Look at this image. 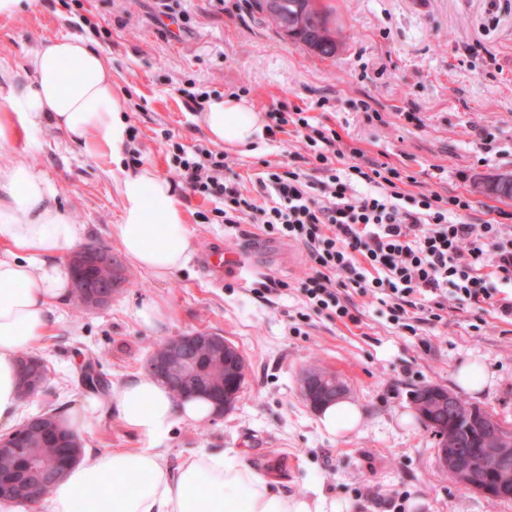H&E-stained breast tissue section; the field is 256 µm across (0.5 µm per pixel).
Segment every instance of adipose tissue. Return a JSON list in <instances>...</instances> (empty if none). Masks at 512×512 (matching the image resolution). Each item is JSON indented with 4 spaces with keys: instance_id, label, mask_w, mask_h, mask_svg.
Here are the masks:
<instances>
[{
    "instance_id": "adipose-tissue-1",
    "label": "adipose tissue",
    "mask_w": 512,
    "mask_h": 512,
    "mask_svg": "<svg viewBox=\"0 0 512 512\" xmlns=\"http://www.w3.org/2000/svg\"><path fill=\"white\" fill-rule=\"evenodd\" d=\"M27 80L10 84L0 103V141L53 124L93 157L121 164L127 125L112 91V71L100 50L80 35L43 41L25 60ZM210 139L251 145L266 120L246 100L214 97L205 104ZM0 425L20 408L17 356L51 330V312L71 295L64 252L80 238L60 210L57 191L34 166L0 164ZM121 221L113 225L121 250L136 268L162 278L184 267L194 250L186 213L172 184L154 168L126 173L119 184ZM203 398L180 400L160 382L132 375L103 393L80 395L63 422L82 430L116 417L144 445L105 449L81 459L59 479L46 512H341L323 497L290 496L232 450L200 451L177 470L164 443L180 423L211 419Z\"/></svg>"
}]
</instances>
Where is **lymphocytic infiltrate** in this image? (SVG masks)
I'll use <instances>...</instances> for the list:
<instances>
[{
    "instance_id": "f902f5d3",
    "label": "lymphocytic infiltrate",
    "mask_w": 512,
    "mask_h": 512,
    "mask_svg": "<svg viewBox=\"0 0 512 512\" xmlns=\"http://www.w3.org/2000/svg\"><path fill=\"white\" fill-rule=\"evenodd\" d=\"M266 117L269 137L288 125L306 128L308 158L325 174L316 183L300 168L267 170L255 198L227 186L225 155L172 143L174 174L189 193L221 202L224 223H251L268 235L302 245L311 272L302 282L304 303L328 319L359 323L355 296L381 295L397 322L443 321L449 299L488 303L512 317V226L488 220L457 224L452 213L471 209L464 195L405 193L409 175L341 146L335 130L292 117L287 103ZM346 169L338 164L344 158ZM368 185V192L356 189Z\"/></svg>"
}]
</instances>
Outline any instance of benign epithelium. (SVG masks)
<instances>
[{
	"label": "benign epithelium",
	"instance_id": "obj_1",
	"mask_svg": "<svg viewBox=\"0 0 512 512\" xmlns=\"http://www.w3.org/2000/svg\"><path fill=\"white\" fill-rule=\"evenodd\" d=\"M70 264L78 268L88 266L112 265V251L109 249L93 247L73 255ZM74 287L82 289L90 299V307L97 309L112 302V295L117 290L114 281H96L78 275L73 277ZM207 348L224 352V361L229 366L242 358V353L233 343L218 333L192 332L172 336L165 341L162 349L153 352L145 362V370L151 372L162 381L171 393L183 398L189 395H201L212 399L216 412L222 414L228 410V401L240 393L239 383L241 374L232 379V382L223 389L213 387L208 376L200 367V352ZM20 385L23 398L36 395L43 386L44 369L42 361L32 358L20 363ZM349 394V387L343 381L331 380L320 375L315 370H307L301 376V395L313 408L342 399ZM414 408L424 421H429L432 414L448 412V417L457 419L462 415L470 417V421L479 425L483 433L484 456L503 467L512 463V441L502 434V428L495 419L480 418L478 410L473 406L459 403L454 394L445 388L436 386H422L413 395ZM46 418L35 416L19 427L7 433H0V452L11 454L19 451L21 440L27 431L44 426ZM437 460L450 478L472 490L484 495H492V489L485 485L478 475L472 456L463 448L448 447V436L438 438ZM77 460L71 452H65L64 458L59 462L46 465H34V469L41 476L56 477L65 471L68 464ZM10 498L17 503L35 499V484L12 483L0 491V500Z\"/></svg>",
	"mask_w": 512,
	"mask_h": 512
}]
</instances>
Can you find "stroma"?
<instances>
[{"mask_svg": "<svg viewBox=\"0 0 512 512\" xmlns=\"http://www.w3.org/2000/svg\"><path fill=\"white\" fill-rule=\"evenodd\" d=\"M342 45L321 60L286 41L248 0H31L16 18L0 21V66L18 75L37 43L78 33L107 57L127 125L136 137L126 155L168 175L172 155L163 132L187 146L211 147L202 113L184 88L224 96L248 88L259 112L285 102L309 123L335 129L343 143L372 160L414 176L411 193H461L474 208L467 224L512 222V198L485 193L487 183L512 174V0H327ZM381 117L368 120L362 103ZM414 120H407V113ZM494 140L485 144L484 129ZM295 133L228 152L231 180L244 193L265 163L288 165L304 152ZM0 156L38 167L57 190L61 210L79 224L82 242L108 246L126 280L111 303L83 316L72 303L56 307V326L33 353L52 375L49 394L23 400L18 422L46 409L64 413L87 393L89 359L100 361L105 383L143 374L157 343L209 330L243 353L247 371L234 407L202 425L178 424L167 459L234 450L283 492L323 495L347 512H512V500H494L455 484L439 468L438 439L414 409V390L435 385L456 392L512 427V318L457 301L447 321L418 332L398 327L387 306L359 298L358 324L307 313L298 291L309 261L285 239L258 226L221 223L215 204L184 192L195 249L187 265L166 279L128 264L112 233L120 219L121 171L111 160L88 157L52 125L36 140L0 142ZM224 247L236 257L214 275L203 257ZM280 288H271V281ZM160 306L165 317L148 327L136 311ZM475 363L493 377L482 392L458 387V367ZM310 366L336 373L363 412L356 429L329 434L303 400L299 378ZM86 449L140 447L116 418L82 431Z\"/></svg>", "mask_w": 512, "mask_h": 512, "instance_id": "stroma-1", "label": "stroma"}]
</instances>
